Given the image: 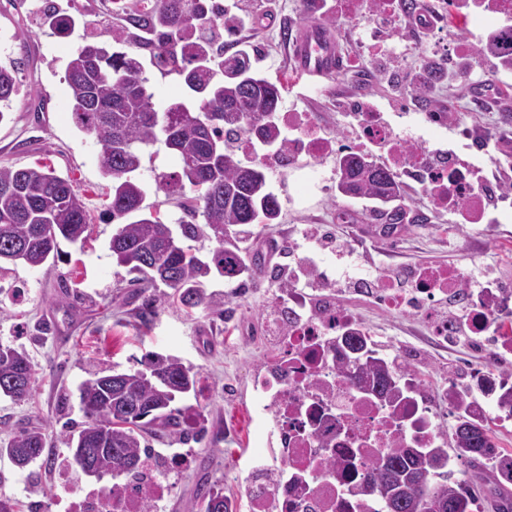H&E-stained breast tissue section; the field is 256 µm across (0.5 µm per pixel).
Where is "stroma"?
<instances>
[{
  "mask_svg": "<svg viewBox=\"0 0 512 512\" xmlns=\"http://www.w3.org/2000/svg\"><path fill=\"white\" fill-rule=\"evenodd\" d=\"M102 2L57 0L60 13L76 21L67 37L52 34L41 9L43 0H9L0 8V64L23 60L19 91L0 122V165L54 168L73 180L92 218L86 244L63 240L58 258L41 268L18 264L0 270V343L24 347L37 369L29 398L0 399V446L33 427L42 428L50 442L47 463L24 471L0 457V495L18 501L21 512H29L34 500L41 502L42 512H65L74 486L96 487L97 478L75 466L67 444L85 421L78 388L96 376L136 370L145 354L155 352L179 357L198 373L196 391L176 401L183 410L181 435H149L145 443L161 452L178 449L188 458L186 465L169 469L172 491L162 512H199L198 490L219 487L229 500L248 482L267 480L266 474L247 466L252 453L271 445L267 421L251 413L257 401L252 378L278 346L269 316L277 309L280 290L265 281L255 288H239L214 274L204 289L223 299V313L199 307L188 314L174 301L172 289L162 285L149 293L155 306L152 320L141 321L144 294L108 249L121 222L108 212L110 182L99 169L101 146L74 124L64 80L67 61L90 23L106 18L115 38H137L122 15L105 14ZM247 8L250 19L236 43L249 47L251 65L261 76L283 87L281 113H299L325 136L350 140L355 122L346 103L359 97L373 102L401 137L423 149L443 151L458 164L473 162L512 172V122L479 106L471 95L474 86L487 82L512 93V71L493 70L480 53L485 32L496 25V18L473 16L455 24L450 34L429 29L417 52L402 58L408 68L436 58L465 60L462 70L435 81L421 101L400 88L398 77L380 74L370 57L361 55L359 34L369 20L366 0H360L356 20L340 19L332 27L343 67L317 87L297 78L284 37L285 27L300 29L317 20V13L303 0H249ZM21 30L29 34L22 47L12 39ZM476 127L484 136L497 137L500 151H487L484 136L471 137L469 131ZM176 168L174 156L162 150L145 159L134 174L146 190V206L175 231L186 218L187 199L158 190L156 177ZM266 175L281 204L280 222L271 228L242 227L238 245L259 251L274 242L275 253L266 265L277 268L279 279H286L296 259L310 254L332 280L353 273L366 259L379 269L390 265L408 272L418 265L455 266L464 272L490 266L504 286L512 287V200L496 202L490 209L493 223L464 224L457 214L433 209L425 192L406 182L401 203L414 221L386 236L372 202L337 192L335 156L313 159L298 171L270 168ZM309 224L320 225L341 248L353 250V257L319 252L303 237ZM315 294L333 297L358 319L386 358L398 356L403 346H415L413 367L445 416L448 386H468L473 369L488 366L512 373V357L489 360L471 353L465 344L437 345L423 319L388 313L366 291L336 294L319 288ZM453 425L446 416L445 430Z\"/></svg>",
  "mask_w": 512,
  "mask_h": 512,
  "instance_id": "stroma-1",
  "label": "stroma"
}]
</instances>
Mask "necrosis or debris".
Masks as SVG:
<instances>
[{
	"label": "necrosis or debris",
	"instance_id": "necrosis-or-debris-1",
	"mask_svg": "<svg viewBox=\"0 0 512 512\" xmlns=\"http://www.w3.org/2000/svg\"><path fill=\"white\" fill-rule=\"evenodd\" d=\"M358 136L388 144L385 165L396 176L409 177L422 187L449 186L454 211L463 223L481 221L484 200L495 194V187H474L449 161L434 167L420 163L418 151L397 144L390 125L359 122ZM345 151V145L307 126L291 139L287 155L268 154L263 161L296 169L301 158ZM374 297L389 312L427 318L442 300L455 301L467 311L491 317L489 328L476 335L481 352L495 356L512 348V315L500 314L502 307L512 308V296L500 289L460 288L448 274L436 273L416 288L375 289ZM282 309L287 323L283 342L252 381L262 411L274 414L271 436L277 442L280 466L269 486L243 488L246 512H374V499L353 494L364 464L384 448L443 446L435 405L403 356L394 363L401 393L393 402L345 376L347 354L341 341L360 326L336 304L313 305L302 289L292 288ZM106 482V490L75 493L69 512H144L146 504L161 505L171 493L167 474L156 467L150 452L143 455L137 471L107 476Z\"/></svg>",
	"mask_w": 512,
	"mask_h": 512
}]
</instances>
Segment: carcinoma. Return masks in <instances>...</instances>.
<instances>
[{
    "label": "carcinoma",
    "instance_id": "obj_1",
    "mask_svg": "<svg viewBox=\"0 0 512 512\" xmlns=\"http://www.w3.org/2000/svg\"><path fill=\"white\" fill-rule=\"evenodd\" d=\"M53 34L71 33L74 20L48 14ZM132 27L162 39L152 46L153 65L176 75L198 95V108L171 101L157 108L150 79L140 60L139 46L112 49V32L103 29L87 38L70 57L64 80L70 89V112L76 126L95 136L102 149V174L112 180V217L127 219L109 243L118 265L132 282L147 290L160 284L174 290L177 303L189 314L194 309L220 307L223 302L206 294L203 280L215 271L225 278L250 272L265 275V258L256 252L242 255L236 227L279 218L278 198L268 189L263 166L243 160L234 144L247 137L288 153V139L276 120L282 100L280 88L252 72L249 55L236 53L220 65L213 54V18L201 0H144L127 14ZM21 61L0 64V122L18 92ZM161 143L178 161L179 171L160 173L157 188L181 194L195 193L193 211L200 215L217 246L210 261L191 254L174 241L169 225L143 216L146 192L131 174L144 162L145 150ZM336 190L343 196L366 198L378 204L387 224L403 220L401 210L387 208L400 197L398 181L365 155L340 157ZM90 213L71 179L51 168L0 166V263L40 267L58 255L59 240L86 239ZM48 224L52 244L46 246L36 229ZM361 381L378 397L392 401L398 377L386 359L366 348L360 336L349 337ZM142 368L109 377H96L78 388L85 426L70 436V450L93 449L97 475L132 471L140 461L142 440L148 432L179 433L182 410L173 407L177 395L196 391L197 373L174 356L153 355ZM35 366L26 350L0 345V397L27 398L35 381ZM457 424L455 458L466 463L472 477L490 486L495 512H512V473L501 467L491 418L475 410L469 394L448 389ZM47 436L30 429L14 436L0 456L19 470L44 454ZM450 460L444 448H387L366 468L359 487L370 490L383 512H471L470 481L456 480L440 465ZM204 512H226L224 492L208 489L199 495Z\"/></svg>",
    "mask_w": 512,
    "mask_h": 512
}]
</instances>
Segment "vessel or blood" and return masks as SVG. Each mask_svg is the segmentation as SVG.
<instances>
[{
    "mask_svg": "<svg viewBox=\"0 0 512 512\" xmlns=\"http://www.w3.org/2000/svg\"><path fill=\"white\" fill-rule=\"evenodd\" d=\"M292 50L298 75L308 81L335 75L340 68L338 44L318 24H309L294 41Z\"/></svg>",
    "mask_w": 512,
    "mask_h": 512,
    "instance_id": "vessel-or-blood-1",
    "label": "vessel or blood"
}]
</instances>
